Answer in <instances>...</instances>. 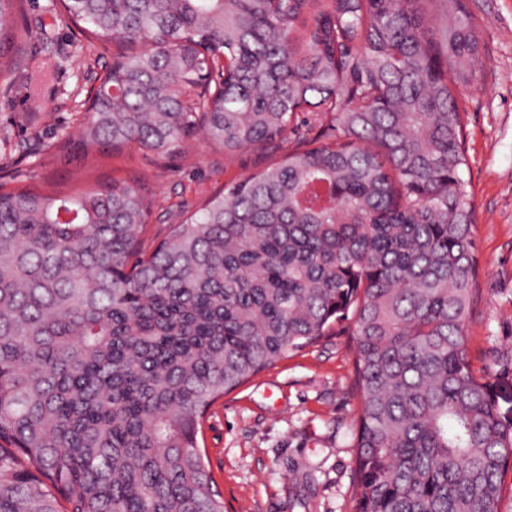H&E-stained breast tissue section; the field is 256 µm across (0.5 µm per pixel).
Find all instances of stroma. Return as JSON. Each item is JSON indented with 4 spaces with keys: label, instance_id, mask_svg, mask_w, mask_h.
I'll use <instances>...</instances> for the list:
<instances>
[{
    "label": "stroma",
    "instance_id": "35a3bbf8",
    "mask_svg": "<svg viewBox=\"0 0 512 512\" xmlns=\"http://www.w3.org/2000/svg\"><path fill=\"white\" fill-rule=\"evenodd\" d=\"M57 3L25 0L24 14L12 19L26 32L24 62L0 77V169L15 173L13 187L49 192L60 181L69 189L138 181L155 198L146 238L158 241L182 222V208L265 166L254 149L228 158L199 138L166 161L131 148L86 177L69 178V165L45 146L77 131L87 91L112 58L97 57ZM465 3L483 41L478 79L459 89L480 284L468 348L474 370L495 376L512 371V0ZM353 376L354 349L342 333L290 355L210 408L199 443L226 512H355Z\"/></svg>",
    "mask_w": 512,
    "mask_h": 512
}]
</instances>
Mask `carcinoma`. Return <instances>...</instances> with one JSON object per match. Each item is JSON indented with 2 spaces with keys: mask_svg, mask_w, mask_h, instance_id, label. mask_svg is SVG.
Returning <instances> with one entry per match:
<instances>
[{
  "mask_svg": "<svg viewBox=\"0 0 512 512\" xmlns=\"http://www.w3.org/2000/svg\"><path fill=\"white\" fill-rule=\"evenodd\" d=\"M59 2L112 64L53 153L165 159L201 134L284 159L149 253L138 183H0V512H224L209 409L337 326L356 512H498L512 376L476 374L466 341L480 288L457 89L479 19L462 0ZM22 5L0 0V71L23 63Z\"/></svg>",
  "mask_w": 512,
  "mask_h": 512,
  "instance_id": "1",
  "label": "carcinoma"
}]
</instances>
